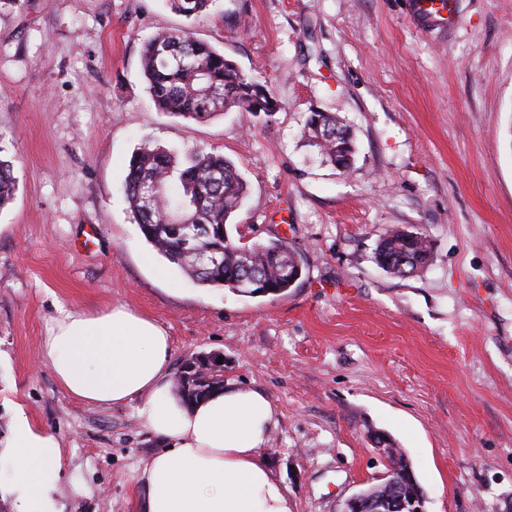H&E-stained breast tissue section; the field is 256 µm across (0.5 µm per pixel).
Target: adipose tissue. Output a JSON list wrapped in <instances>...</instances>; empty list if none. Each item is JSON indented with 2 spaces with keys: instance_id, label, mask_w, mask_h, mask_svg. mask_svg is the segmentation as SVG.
Returning a JSON list of instances; mask_svg holds the SVG:
<instances>
[{
  "instance_id": "1",
  "label": "adipose tissue",
  "mask_w": 512,
  "mask_h": 512,
  "mask_svg": "<svg viewBox=\"0 0 512 512\" xmlns=\"http://www.w3.org/2000/svg\"><path fill=\"white\" fill-rule=\"evenodd\" d=\"M171 353L166 330L123 305L101 314L60 310L41 345L67 394L101 408L135 404L138 421L163 443L138 472L141 512H294L287 487L260 457L277 425L269 398L230 384L184 405ZM62 456L54 434L17 413L5 449L16 512H55Z\"/></svg>"
}]
</instances>
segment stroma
Wrapping results in <instances>:
<instances>
[{
	"label": "stroma",
	"mask_w": 512,
	"mask_h": 512,
	"mask_svg": "<svg viewBox=\"0 0 512 512\" xmlns=\"http://www.w3.org/2000/svg\"><path fill=\"white\" fill-rule=\"evenodd\" d=\"M177 27L266 80L280 110L159 112L142 42ZM313 110L350 127V170L303 142ZM146 142L232 160L248 184L233 241H287L303 280L249 297L147 264L124 195ZM0 143L18 183L0 209V450L20 410L53 433L65 512H136L159 448L134 405L79 402L40 358L59 308L115 304L166 329L172 368L217 354L225 382L266 393L262 459L296 512L379 483L377 432L427 512H512V0H217L194 20L166 0H25L0 9ZM394 229L425 232L431 265L377 266Z\"/></svg>",
	"instance_id": "stroma-1"
}]
</instances>
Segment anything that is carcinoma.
<instances>
[{"mask_svg":"<svg viewBox=\"0 0 512 512\" xmlns=\"http://www.w3.org/2000/svg\"><path fill=\"white\" fill-rule=\"evenodd\" d=\"M175 12L197 18L217 0H167ZM141 67L156 108L176 118L205 121L235 108L276 112L278 100L262 80L242 72L224 53L188 30H162L144 41ZM303 137L322 158L338 165L355 155L346 126L331 112H310ZM0 145V209L13 198L17 181L12 158ZM247 183L224 154L205 148L183 152L145 145L131 158L125 194L133 220L145 240L203 287L250 297L278 295L303 276L301 255L284 240L251 247L236 245L227 230L246 196ZM394 230L373 248L377 265L398 277L409 276L431 259L428 236ZM224 388L215 367L182 380L183 403L199 400L201 390Z\"/></svg>","mask_w":512,"mask_h":512,"instance_id":"obj_1","label":"carcinoma"}]
</instances>
